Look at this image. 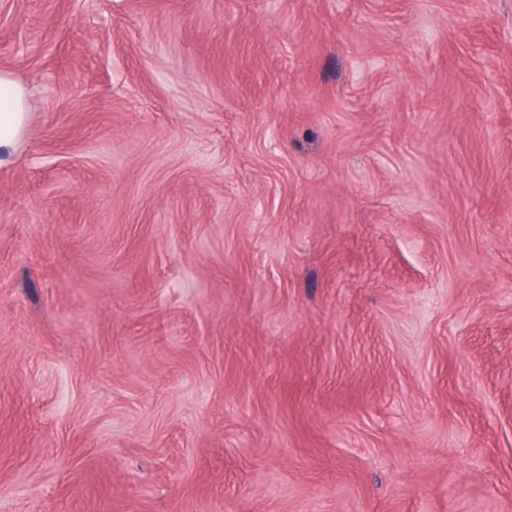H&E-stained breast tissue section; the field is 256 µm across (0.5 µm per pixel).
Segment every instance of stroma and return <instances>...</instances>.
<instances>
[{"label":"stroma","instance_id":"1","mask_svg":"<svg viewBox=\"0 0 512 512\" xmlns=\"http://www.w3.org/2000/svg\"><path fill=\"white\" fill-rule=\"evenodd\" d=\"M0 512H512V0H0ZM27 88L0 71V166L12 161L27 124Z\"/></svg>","mask_w":512,"mask_h":512}]
</instances>
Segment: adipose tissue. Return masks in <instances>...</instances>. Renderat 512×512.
<instances>
[{
  "label": "adipose tissue",
  "instance_id": "ef3b65f1",
  "mask_svg": "<svg viewBox=\"0 0 512 512\" xmlns=\"http://www.w3.org/2000/svg\"><path fill=\"white\" fill-rule=\"evenodd\" d=\"M26 87L0 71V166L12 161L27 124Z\"/></svg>",
  "mask_w": 512,
  "mask_h": 512
}]
</instances>
